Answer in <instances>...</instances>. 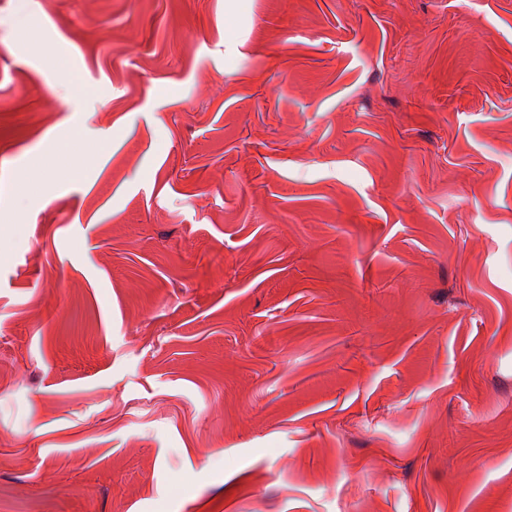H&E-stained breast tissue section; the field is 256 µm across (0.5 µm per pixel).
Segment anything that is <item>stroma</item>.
Masks as SVG:
<instances>
[{"mask_svg":"<svg viewBox=\"0 0 512 512\" xmlns=\"http://www.w3.org/2000/svg\"><path fill=\"white\" fill-rule=\"evenodd\" d=\"M0 512H512V0H0Z\"/></svg>","mask_w":512,"mask_h":512,"instance_id":"stroma-1","label":"stroma"}]
</instances>
